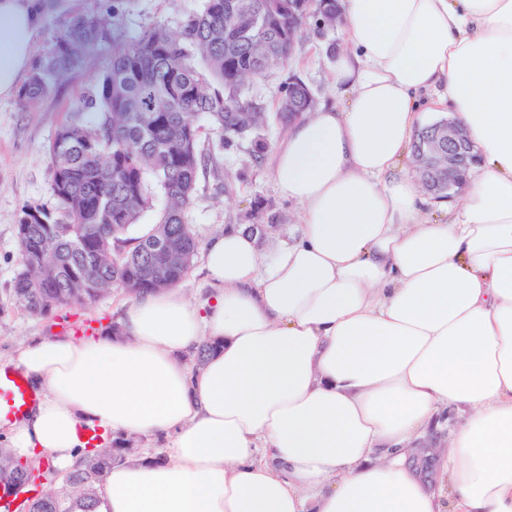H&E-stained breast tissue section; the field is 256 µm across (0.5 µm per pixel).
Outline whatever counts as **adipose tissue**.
I'll return each mask as SVG.
<instances>
[{"mask_svg":"<svg viewBox=\"0 0 512 512\" xmlns=\"http://www.w3.org/2000/svg\"><path fill=\"white\" fill-rule=\"evenodd\" d=\"M340 6L346 102L309 113L273 163L299 239L269 260L257 236L211 234L204 304L170 287L119 334L16 351L41 395L0 420L15 456L61 470L94 429L168 439L166 461L112 468L97 512H512V0ZM51 7L0 0V97ZM426 109L477 146L437 222L400 166ZM451 408L436 492L409 457Z\"/></svg>","mask_w":512,"mask_h":512,"instance_id":"ef3b65f1","label":"adipose tissue"}]
</instances>
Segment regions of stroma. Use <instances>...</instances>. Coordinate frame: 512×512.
Segmentation results:
<instances>
[{"label": "stroma", "mask_w": 512, "mask_h": 512, "mask_svg": "<svg viewBox=\"0 0 512 512\" xmlns=\"http://www.w3.org/2000/svg\"><path fill=\"white\" fill-rule=\"evenodd\" d=\"M203 5L204 0H56L45 19L36 52L47 50L75 16L110 8L117 23L114 42L88 54L79 69L71 71L29 110H21L16 97L0 98V365L32 339L91 336L118 325L133 302V295L116 287L97 304L74 305L44 317L10 304L20 262L17 224L24 206L50 202L48 146L58 127L77 111L91 79L109 68L114 44L127 42L154 24L177 25ZM341 43L340 31L323 37L306 28L287 66L248 81L246 94L267 112H276L281 84L296 77L311 88L317 104L338 102L328 54ZM288 132V127L269 121L262 132L266 150L258 160L250 140H227L209 125H202L201 142L212 150L216 164L200 174L187 210V221L198 241H205L225 226L249 224L266 225L269 240L290 243L299 237V207L280 194L271 175L274 154Z\"/></svg>", "instance_id": "1"}]
</instances>
